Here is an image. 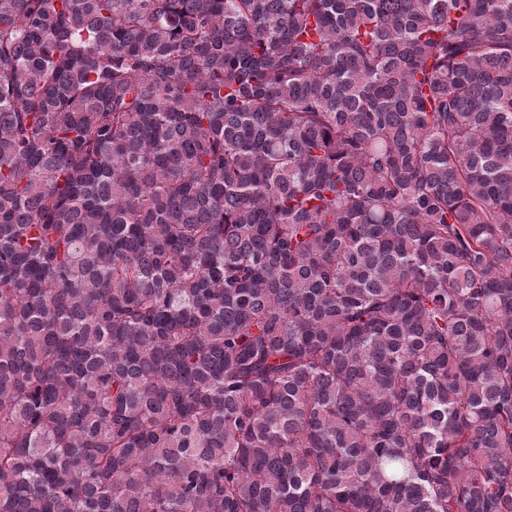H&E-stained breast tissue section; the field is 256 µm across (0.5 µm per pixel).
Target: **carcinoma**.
<instances>
[{
    "instance_id": "cac0c4a2",
    "label": "carcinoma",
    "mask_w": 512,
    "mask_h": 512,
    "mask_svg": "<svg viewBox=\"0 0 512 512\" xmlns=\"http://www.w3.org/2000/svg\"><path fill=\"white\" fill-rule=\"evenodd\" d=\"M0 512H512V0H0Z\"/></svg>"
}]
</instances>
